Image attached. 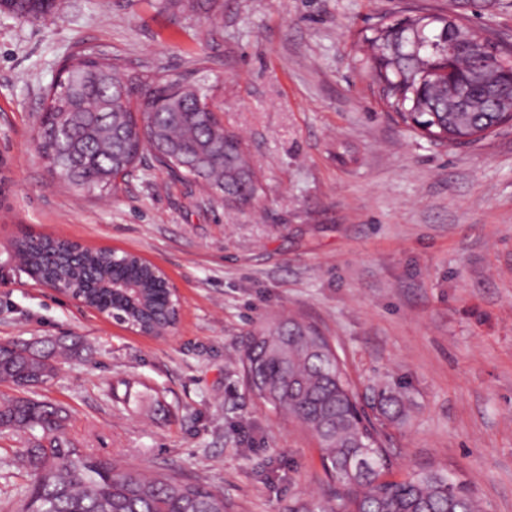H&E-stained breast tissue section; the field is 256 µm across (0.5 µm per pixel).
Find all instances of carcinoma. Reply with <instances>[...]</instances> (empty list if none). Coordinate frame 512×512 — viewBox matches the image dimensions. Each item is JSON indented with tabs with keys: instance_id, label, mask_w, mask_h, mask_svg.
<instances>
[{
	"instance_id": "cac0c4a2",
	"label": "carcinoma",
	"mask_w": 512,
	"mask_h": 512,
	"mask_svg": "<svg viewBox=\"0 0 512 512\" xmlns=\"http://www.w3.org/2000/svg\"><path fill=\"white\" fill-rule=\"evenodd\" d=\"M218 13L220 0H171ZM56 0H0V10L28 20L52 13ZM385 19L365 37L373 75L388 87L386 107L408 129L458 146L477 142L512 121L496 89L478 79L484 69L512 68V46L473 29L470 48L455 58L453 86L468 95L469 111H448V89L436 80L442 56L430 50L448 29V17L418 14ZM66 83L50 85L35 143L48 170L99 194L115 193L118 176L146 151L182 179L201 180L216 195L246 204L257 195L254 169L240 139L199 108L210 89L196 81L179 91L181 76L164 70L130 71L117 59L71 56ZM21 269L35 282L69 279L85 305L121 315L131 328L155 332L174 318L164 282L148 263L105 250L24 233L13 242ZM74 344L60 338L48 349L0 344V382L25 392L47 384L57 357ZM248 390L276 414H286L316 439L333 486L305 512H484L464 483L439 470L391 480V456L378 427L358 412L357 393L330 337L290 317L261 328L240 359ZM62 411L22 396L0 399V432L28 436L25 463L31 482L18 494V512H226L224 495L176 475L144 476L88 454L66 437Z\"/></svg>"
}]
</instances>
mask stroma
I'll use <instances>...</instances> for the list:
<instances>
[{
    "mask_svg": "<svg viewBox=\"0 0 512 512\" xmlns=\"http://www.w3.org/2000/svg\"><path fill=\"white\" fill-rule=\"evenodd\" d=\"M464 9L512 45V0H224L218 23L165 0H59L0 11V342L82 337L31 397L62 407L80 448L223 493L229 512L323 497L317 443L246 389L251 332L301 313L332 336L378 423L392 477L429 467L512 512V124L465 146L406 130L383 107L362 34L380 18ZM139 70H199L260 191L240 207L151 158L118 195L55 179L34 146L46 89L76 48ZM130 250L181 291L174 335L152 339L35 283L10 258L19 230ZM0 432V512L30 473ZM57 0H0L2 9L18 18L33 21L40 20L52 13Z\"/></svg>",
    "mask_w": 512,
    "mask_h": 512,
    "instance_id": "obj_1",
    "label": "stroma"
}]
</instances>
